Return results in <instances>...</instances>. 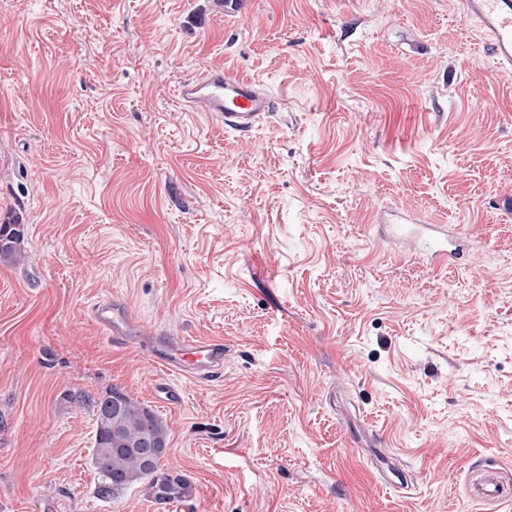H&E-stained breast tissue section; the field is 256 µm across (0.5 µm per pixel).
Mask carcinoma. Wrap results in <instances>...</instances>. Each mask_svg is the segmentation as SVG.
<instances>
[{"instance_id":"1","label":"carcinoma","mask_w":512,"mask_h":512,"mask_svg":"<svg viewBox=\"0 0 512 512\" xmlns=\"http://www.w3.org/2000/svg\"><path fill=\"white\" fill-rule=\"evenodd\" d=\"M18 224L0 225V261L19 252ZM97 411L93 463L102 476V495L141 485L152 501L163 508L185 499L192 491L183 474L165 468L168 430L162 419L118 388L102 393Z\"/></svg>"}]
</instances>
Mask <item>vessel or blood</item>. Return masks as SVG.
<instances>
[{
    "label": "vessel or blood",
    "instance_id": "b4317fda",
    "mask_svg": "<svg viewBox=\"0 0 512 512\" xmlns=\"http://www.w3.org/2000/svg\"><path fill=\"white\" fill-rule=\"evenodd\" d=\"M468 14L491 36V56L499 76L512 75V0H465ZM217 17L241 19L251 10V0H211ZM179 101L192 112H202L225 132L244 137L252 134L277 108L271 96L249 77L221 66L201 70L182 80L177 87ZM380 233L413 237L430 260L439 266L462 253L466 236L461 226L423 224H383ZM90 319L116 347L139 350L147 361L164 370L165 375L152 387L156 401L176 405L182 400L179 388L170 381L178 374L207 384L224 376V340L220 337L175 336L167 330L138 321L126 299L114 295L97 299L89 308ZM387 485L408 489L412 473L393 457H386L378 470ZM472 498L483 504L512 502V476L502 468L481 466L472 485Z\"/></svg>",
    "mask_w": 512,
    "mask_h": 512
}]
</instances>
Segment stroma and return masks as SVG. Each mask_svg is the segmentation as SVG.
Masks as SVG:
<instances>
[{"label": "stroma", "instance_id": "stroma-1", "mask_svg": "<svg viewBox=\"0 0 512 512\" xmlns=\"http://www.w3.org/2000/svg\"><path fill=\"white\" fill-rule=\"evenodd\" d=\"M461 0H0V512H158L101 496L94 401L169 429L194 512H483L472 468L512 469V77ZM222 66L279 104L250 137L175 97ZM475 238L450 265L394 214ZM220 336L224 380L112 347L97 298ZM394 454L409 496L373 464ZM250 0H211L212 10L219 18L241 19L249 15ZM20 224L0 225V261L14 258L19 252L21 243ZM156 401L165 405H176L182 400L180 389L167 377H162L152 387Z\"/></svg>", "mask_w": 512, "mask_h": 512}]
</instances>
